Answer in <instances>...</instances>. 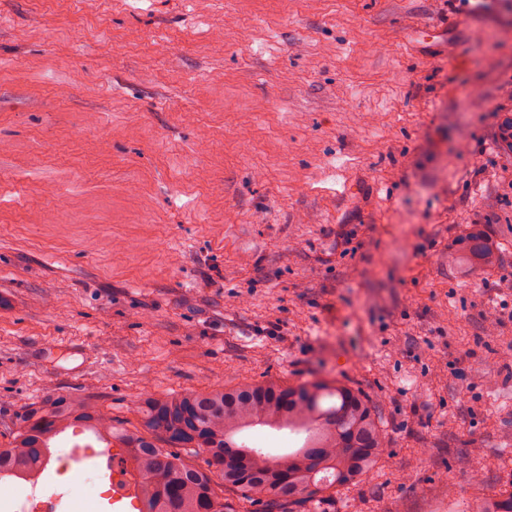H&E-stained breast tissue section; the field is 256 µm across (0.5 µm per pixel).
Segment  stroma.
Instances as JSON below:
<instances>
[{
    "label": "stroma",
    "instance_id": "stroma-1",
    "mask_svg": "<svg viewBox=\"0 0 512 512\" xmlns=\"http://www.w3.org/2000/svg\"><path fill=\"white\" fill-rule=\"evenodd\" d=\"M507 31L512 0H0V442L53 393L133 428L337 380L386 447L333 512L511 494ZM473 228L484 272L448 259Z\"/></svg>",
    "mask_w": 512,
    "mask_h": 512
}]
</instances>
